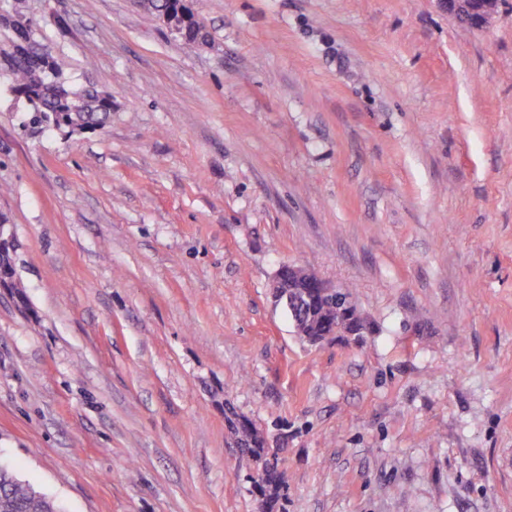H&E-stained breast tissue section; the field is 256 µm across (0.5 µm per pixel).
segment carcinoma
<instances>
[{
    "label": "carcinoma",
    "mask_w": 512,
    "mask_h": 512,
    "mask_svg": "<svg viewBox=\"0 0 512 512\" xmlns=\"http://www.w3.org/2000/svg\"><path fill=\"white\" fill-rule=\"evenodd\" d=\"M10 3L18 22L12 27H0V44L14 45L16 53L0 60V79L7 83L13 100L24 105L28 126L70 136L103 129L112 117V96L91 87H72L65 77L68 60L53 55L36 38V24L25 12V0ZM0 281L19 287L12 245L6 242L0 244ZM305 292L304 296H296L303 308L292 318L298 323L299 337L314 339L349 332L359 340L363 338L366 322L350 292L339 290L329 297L312 288ZM228 428L249 441L244 452L255 461L278 460V449L269 447L263 432L248 417L237 415L236 420H228ZM254 491L256 512H280L284 493L278 465L264 469ZM0 512H63V507L1 464Z\"/></svg>",
    "instance_id": "obj_1"
}]
</instances>
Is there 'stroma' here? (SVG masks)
Instances as JSON below:
<instances>
[{"mask_svg": "<svg viewBox=\"0 0 512 512\" xmlns=\"http://www.w3.org/2000/svg\"><path fill=\"white\" fill-rule=\"evenodd\" d=\"M27 0L99 133L0 90V463L65 512H254L232 406L281 512H512V0ZM285 264L368 331L311 345ZM489 0H439L449 14L472 27H482L495 14L489 12ZM12 245L6 241L0 245V280L10 288H22L15 280V263ZM236 421L228 419V430L233 428L235 433L247 439L249 448H242L257 462H270L274 465L264 469V476L258 479L253 487L255 491L257 512H279L283 499V482L278 466V449L270 448L263 432L255 427L246 416L236 413Z\"/></svg>", "mask_w": 512, "mask_h": 512, "instance_id": "35a3bbf8", "label": "stroma"}]
</instances>
